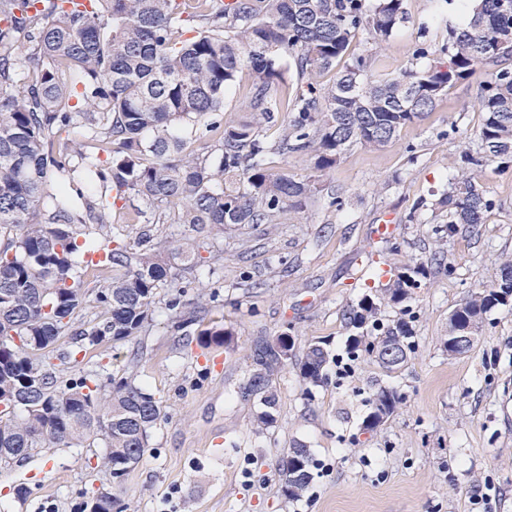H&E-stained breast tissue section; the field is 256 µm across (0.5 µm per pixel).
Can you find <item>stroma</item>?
<instances>
[{
  "instance_id": "obj_1",
  "label": "stroma",
  "mask_w": 512,
  "mask_h": 512,
  "mask_svg": "<svg viewBox=\"0 0 512 512\" xmlns=\"http://www.w3.org/2000/svg\"><path fill=\"white\" fill-rule=\"evenodd\" d=\"M409 19L388 40L362 31L352 49L371 57L375 77L421 67L418 47L443 60L457 13L445 0H405ZM485 69L456 82L433 110L379 149L360 145L319 175L321 190L278 227L247 229L246 246L216 237L215 264L174 268L166 298L194 301L196 285L219 279L214 307L233 335L230 349L201 348L198 325L178 328L175 311L157 306L145 336L104 341L81 352L68 375L135 371L162 405L142 462L115 493L125 512H512V304L495 309L468 353L443 347L451 311L512 261V161L488 162L476 177L496 206L483 223L462 226L438 246L435 203L448 188L458 155L476 148L482 114L476 102ZM339 205H332V198ZM426 208L415 209L417 200ZM393 228L376 229L384 217ZM424 263L427 273L403 306L414 313V348L396 370L372 357L352 374L338 371L351 331L345 314L366 296L384 295L371 264L398 273ZM291 337L294 346L272 380L274 423L254 424L261 407L243 394L258 340ZM322 340L330 360L325 384L309 389L295 360ZM402 402L376 430L363 422L378 388ZM311 449L314 479L298 501L285 499L277 475L295 442ZM97 448L39 449L0 470V512H74L82 493L109 478ZM31 495L19 503L13 493Z\"/></svg>"
}]
</instances>
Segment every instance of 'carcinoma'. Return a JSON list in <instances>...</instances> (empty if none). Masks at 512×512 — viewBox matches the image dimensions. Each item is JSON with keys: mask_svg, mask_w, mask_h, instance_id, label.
I'll return each mask as SVG.
<instances>
[{"mask_svg": "<svg viewBox=\"0 0 512 512\" xmlns=\"http://www.w3.org/2000/svg\"><path fill=\"white\" fill-rule=\"evenodd\" d=\"M403 3L377 0L371 9L367 0H196L189 13L184 0H0V391H22L35 372L42 378L23 409L0 410V453L11 448L22 461L39 448L100 446V468L121 484L143 460L161 403L132 375L67 376L76 352L144 335L172 263L198 265L213 229L277 224L286 210L303 209L316 180L270 171L272 157L310 151L322 172L354 145L383 147L454 82L488 67L479 149L459 156L438 202L446 219L435 227L437 241L461 224L483 223L495 202L475 171L496 158L512 160V0H471L462 21L448 25L447 65L372 80L370 57L351 53L353 39L361 30L390 37L406 20ZM288 55L297 86L285 119ZM245 68L255 77L248 115L225 122L224 97ZM329 71L332 81L318 82ZM274 126L282 134L270 141L265 130ZM75 128L107 158L73 165L83 153L63 134ZM83 182L99 183L100 191L84 195ZM131 196L144 205L136 218L188 232L144 230L131 249L112 247V210ZM99 252L106 255L99 269L112 274L101 276L91 298L82 274ZM421 274L420 264L398 273L386 297L366 296L348 313L354 334L347 361L393 342L413 350L408 311L391 322L380 315L383 302L399 304L421 287ZM511 301L510 262L462 301L455 326L481 329ZM92 304L98 319L76 324ZM69 332L78 351L55 354ZM230 342L219 321L198 333L203 349ZM289 351L256 344L245 394L264 407L260 431L274 421L270 382ZM328 357L321 341L303 348L305 384L324 382ZM400 403L396 391L377 390L364 429L375 430ZM314 469L305 444L283 454L278 476L287 499L306 494ZM118 502L99 491L77 512H115Z\"/></svg>", "mask_w": 512, "mask_h": 512, "instance_id": "1", "label": "carcinoma"}]
</instances>
